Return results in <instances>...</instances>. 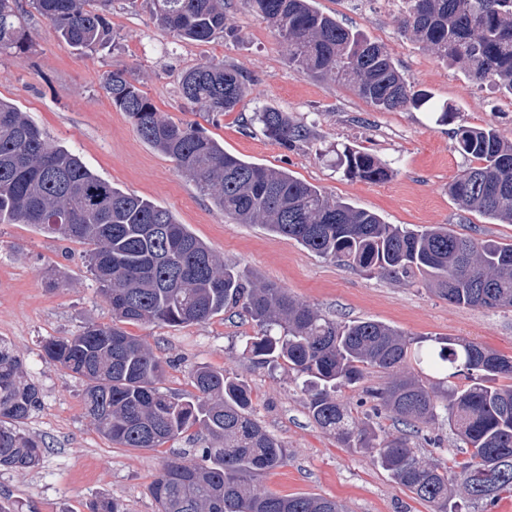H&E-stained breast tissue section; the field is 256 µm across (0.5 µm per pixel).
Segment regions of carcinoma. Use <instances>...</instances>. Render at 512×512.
Instances as JSON below:
<instances>
[{
  "mask_svg": "<svg viewBox=\"0 0 512 512\" xmlns=\"http://www.w3.org/2000/svg\"><path fill=\"white\" fill-rule=\"evenodd\" d=\"M31 7L76 51L112 40V0H29ZM265 19L297 73L329 77L381 111L429 108L447 122L453 109L432 102L396 68L382 45L316 10L311 0H244ZM400 32L482 85L512 95V0H406ZM158 24L179 39L208 42L224 32V0H150ZM21 0H0V53L20 55L31 38ZM112 104L137 134L194 180L224 217L259 224L308 251L370 274L424 280L450 303L512 311V243L478 240L446 227L411 229L329 196L283 170L245 161L192 123L158 111L127 69L103 74ZM184 99L202 112H232L248 95L247 78L222 62L185 71ZM264 134L288 148L306 138L288 113L265 106L255 113ZM456 149L472 165L448 186L462 208L512 224V142L492 124L454 129ZM336 169L370 183L390 178L387 163L345 145ZM0 224H32L63 240L90 246L86 262L112 306V324L92 323L75 336L50 339L45 358L86 383L83 399L97 430L125 448H160L193 427L207 445L198 460L166 461L151 494L158 512H346L333 498L261 490L254 478L283 467L281 442L252 415L249 387L224 370L190 372L197 391L186 399L157 387L164 361L125 324L168 326L206 322L241 308L259 332L243 355L259 366L282 365L302 380L314 422L348 448H361L391 479L431 503L459 512L453 486L472 512H487L512 492V356L474 342L437 338L418 361L444 373L429 388L401 374L415 339L380 322L338 323L274 283L258 282L224 263L156 203L128 194L93 173L79 155L50 142L15 104L0 99ZM388 375L364 390L374 415L405 427L390 436L360 426L336 393L371 371ZM39 387L20 357L0 341V467L29 469L42 455L20 427L40 406ZM448 411V426L463 443L448 463L415 455L410 436ZM90 512H126L113 498Z\"/></svg>",
  "mask_w": 512,
  "mask_h": 512,
  "instance_id": "obj_1",
  "label": "carcinoma"
}]
</instances>
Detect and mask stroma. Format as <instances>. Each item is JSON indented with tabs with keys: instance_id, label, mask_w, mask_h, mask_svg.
Segmentation results:
<instances>
[{
	"instance_id": "stroma-1",
	"label": "stroma",
	"mask_w": 512,
	"mask_h": 512,
	"mask_svg": "<svg viewBox=\"0 0 512 512\" xmlns=\"http://www.w3.org/2000/svg\"><path fill=\"white\" fill-rule=\"evenodd\" d=\"M314 5L384 45L408 82L452 106V122H437L434 113L422 110L380 112L333 80L298 74L289 68L274 29L242 0H224L229 23L223 37L207 43L172 37L155 23L146 0L134 9L127 0H113L111 47L82 55L58 40L47 21L29 16L30 48L18 56L0 54V98L27 112L50 141L79 154L115 187L168 208L226 263L288 289L330 319H370L415 339L456 337L512 356V311L454 305L423 282L369 275L259 225L224 218L209 195L138 136L100 84L105 72L129 68L172 121L200 125L226 151L288 171L376 212L386 223L444 225L479 240L511 242L512 224L462 210L448 186L469 164L455 148V126L492 123L512 142V96L472 84L460 69L401 35L394 22L399 8L382 0H314ZM206 59L234 64L250 79L251 91L236 111L199 112L180 98L181 74ZM266 105L308 127V139L287 148L265 137L252 117ZM346 144L390 163L391 178L380 183L344 178L334 150ZM86 251L84 244L58 240L29 224H0V339L20 355L40 387L41 404L23 430L45 447L39 466L0 470V503L20 512H89L91 502L106 497L122 501L127 512H157L150 491L156 470L174 458L193 459L204 445L203 434H184L155 450L114 444L86 416L81 381L43 356L46 341L76 335L91 322L112 321L86 267ZM128 331L165 361L163 392L194 395L190 372L199 366L245 381L255 419L288 451L285 466L256 478L260 488L334 498L348 512H434L363 450L346 447L321 429L286 368L258 367L243 358L244 341L258 328L241 309L200 324L143 323ZM424 432L425 439L413 442L423 460L444 463L457 452L446 411Z\"/></svg>"
}]
</instances>
